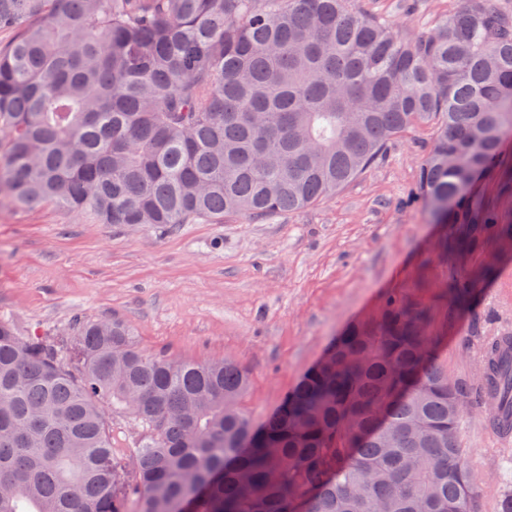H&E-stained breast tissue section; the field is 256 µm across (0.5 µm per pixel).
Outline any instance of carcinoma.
<instances>
[{"instance_id":"1","label":"carcinoma","mask_w":512,"mask_h":512,"mask_svg":"<svg viewBox=\"0 0 512 512\" xmlns=\"http://www.w3.org/2000/svg\"><path fill=\"white\" fill-rule=\"evenodd\" d=\"M0 204L100 224L252 222L336 196L420 124L439 215L512 130V14L462 0L408 39L352 0H0ZM512 224L468 219L455 263ZM494 267L445 283L454 312ZM434 306L388 298L255 429L247 373L75 322L73 353L0 318V512H471V406L512 432V331L477 396L448 374ZM135 439L112 456V420Z\"/></svg>"}]
</instances>
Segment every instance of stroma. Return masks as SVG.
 <instances>
[{"mask_svg": "<svg viewBox=\"0 0 512 512\" xmlns=\"http://www.w3.org/2000/svg\"><path fill=\"white\" fill-rule=\"evenodd\" d=\"M408 38L434 31L459 0H358ZM433 130L395 140L385 158L333 199L256 224H99L51 206H0V317L37 335L68 339L77 318H119L141 346L199 362L231 359L247 369L242 404L262 426L288 391L353 323L373 319L386 295L435 303L453 271L440 244L459 212L436 216L419 194ZM471 209L493 204L512 224V131L489 168L463 192ZM493 263L470 307L439 306L430 325L439 358L468 386L481 381V337L512 327V241L472 253ZM461 445L482 476L472 512H497L512 464V439L466 417Z\"/></svg>", "mask_w": 512, "mask_h": 512, "instance_id": "stroma-1", "label": "stroma"}]
</instances>
